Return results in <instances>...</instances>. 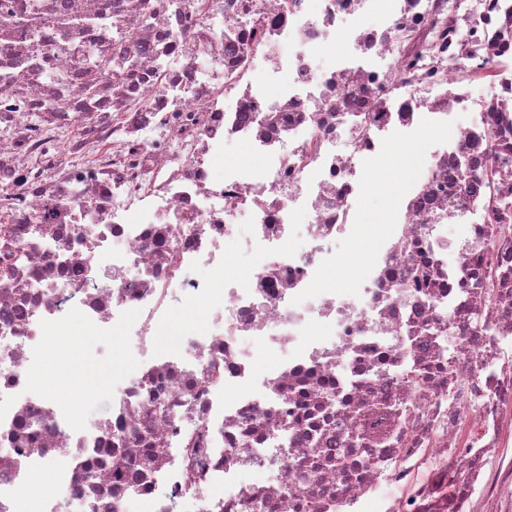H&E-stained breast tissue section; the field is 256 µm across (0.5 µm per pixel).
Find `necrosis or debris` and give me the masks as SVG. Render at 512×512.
I'll return each mask as SVG.
<instances>
[{
  "label": "necrosis or debris",
  "mask_w": 512,
  "mask_h": 512,
  "mask_svg": "<svg viewBox=\"0 0 512 512\" xmlns=\"http://www.w3.org/2000/svg\"><path fill=\"white\" fill-rule=\"evenodd\" d=\"M29 2L0 0V512H512L487 466L512 446V206L485 209L512 199V0ZM394 138L423 172L367 227ZM341 237L363 271L322 287ZM229 240L258 264L227 273ZM178 303L183 341L105 418L35 393L74 318L119 368Z\"/></svg>",
  "instance_id": "4bbe7bcc"
}]
</instances>
